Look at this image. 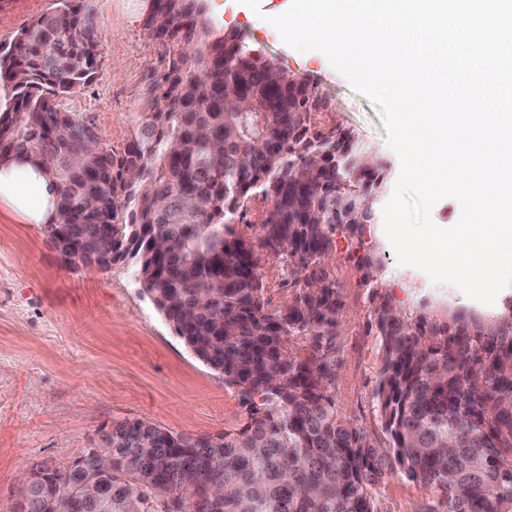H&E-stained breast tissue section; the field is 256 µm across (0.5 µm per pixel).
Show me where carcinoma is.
I'll return each instance as SVG.
<instances>
[{
	"instance_id": "obj_1",
	"label": "carcinoma",
	"mask_w": 512,
	"mask_h": 512,
	"mask_svg": "<svg viewBox=\"0 0 512 512\" xmlns=\"http://www.w3.org/2000/svg\"><path fill=\"white\" fill-rule=\"evenodd\" d=\"M162 73L122 154L60 99L99 68L92 17L58 7L0 44V161L46 165L57 187L51 223L86 250L112 223V262L134 277L195 356L238 388L244 410L213 435H173L144 420L102 432L97 448L57 468L58 484L104 488L68 512H380L374 486L400 471L441 493L443 512H512V298L495 327L464 316L440 325L387 303L374 395L388 447L340 417L336 372L342 300L329 267L336 230L360 236L372 219L380 162L352 134L320 121L324 100L276 69L235 29L217 34L204 0H151ZM247 112L224 110V85ZM224 146L214 142L215 134ZM269 202L259 231L235 228L249 196ZM285 274L270 308L259 261ZM311 338L306 355L290 340ZM15 512H54V487L20 489Z\"/></svg>"
}]
</instances>
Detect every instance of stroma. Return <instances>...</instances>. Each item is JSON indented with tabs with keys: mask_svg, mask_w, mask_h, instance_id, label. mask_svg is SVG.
Returning a JSON list of instances; mask_svg holds the SVG:
<instances>
[{
	"mask_svg": "<svg viewBox=\"0 0 512 512\" xmlns=\"http://www.w3.org/2000/svg\"><path fill=\"white\" fill-rule=\"evenodd\" d=\"M102 33V65L81 91L64 98L123 152L138 127L146 89L160 68V51L142 27L133 0H83ZM283 0H260L259 11L237 0H216L208 13L236 29L290 77L315 83L329 106L325 118L352 131L385 163L373 194V220L362 240L336 236L330 265L343 302L336 375L330 387L338 413L378 447L389 438L380 425L373 388L384 363L381 336L368 323L375 305L406 296L404 313L444 324L458 314L455 289L398 264L383 231L382 210L392 195L400 160L386 142L374 104L357 93L318 51L286 45L270 24ZM57 0H0V43L20 25L54 10ZM376 255L381 270L366 286L357 258ZM235 389L197 360L151 298L130 262L70 269L53 249L46 225L24 224L0 208V512H11L16 479L33 463L71 464L115 421L141 419L183 435H206L234 424ZM381 512H432L433 489L392 474L376 484Z\"/></svg>",
	"mask_w": 512,
	"mask_h": 512,
	"instance_id": "1",
	"label": "stroma"
}]
</instances>
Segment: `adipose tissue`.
<instances>
[{
  "mask_svg": "<svg viewBox=\"0 0 512 512\" xmlns=\"http://www.w3.org/2000/svg\"><path fill=\"white\" fill-rule=\"evenodd\" d=\"M57 193L43 168L26 160L0 163V206L27 224L48 223Z\"/></svg>",
  "mask_w": 512,
  "mask_h": 512,
  "instance_id": "adipose-tissue-1",
  "label": "adipose tissue"
}]
</instances>
